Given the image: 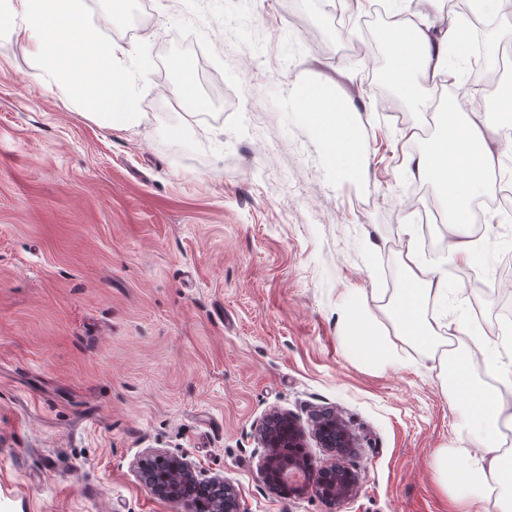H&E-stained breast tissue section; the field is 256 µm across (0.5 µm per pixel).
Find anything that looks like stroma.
I'll list each match as a JSON object with an SVG mask.
<instances>
[{
	"mask_svg": "<svg viewBox=\"0 0 512 512\" xmlns=\"http://www.w3.org/2000/svg\"><path fill=\"white\" fill-rule=\"evenodd\" d=\"M387 0L337 18L335 0H86L79 33L149 60L140 120L113 127L35 76L0 17V512H194L156 495L162 456L231 485L243 512H450L435 454L469 464L466 405L398 320L407 278L447 273L448 320L487 340L512 269L425 257L452 237L442 184L410 156L441 145L451 92L434 81L378 111L387 59L356 57ZM127 13L119 26L113 12ZM189 61L177 72L174 58ZM482 81L489 146L512 114V72ZM305 74L316 112L351 111L359 176L281 110ZM164 145H157L159 132ZM359 310L390 348L369 362L345 329ZM293 418L317 466L358 477L335 505L262 482L259 430ZM332 413L352 445L314 436Z\"/></svg>",
	"mask_w": 512,
	"mask_h": 512,
	"instance_id": "obj_1",
	"label": "stroma"
}]
</instances>
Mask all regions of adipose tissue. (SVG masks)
<instances>
[{
    "label": "adipose tissue",
    "instance_id": "ef3b65f1",
    "mask_svg": "<svg viewBox=\"0 0 512 512\" xmlns=\"http://www.w3.org/2000/svg\"><path fill=\"white\" fill-rule=\"evenodd\" d=\"M398 13L412 16L409 37L397 53L401 68L413 71L417 80H439L452 91L449 110H464L471 98L479 75L461 76L448 66L449 50L467 56L470 45L465 27L457 20L441 21L440 17L414 15L413 0H397ZM85 0H0V14L21 18V34L34 41L32 68L35 74L53 78L69 100L78 102L100 119L131 127L138 119L136 85L149 71V62L127 44L108 38L88 40L64 31L63 22L80 21ZM335 131H322L328 139L330 163L337 176L352 178L356 173L355 148L347 125L346 113L335 115ZM488 126L481 113L467 112L461 140L455 142L451 164L443 166L442 179L450 194L448 205L454 213V222L466 225L463 206L473 187L485 186V173L493 160L486 152ZM500 215H489L481 239L463 233L449 241L448 251L464 264H487L492 255L488 241L497 236ZM455 292L447 276H436L426 281L409 280L399 307L402 322L417 330L424 347H433L442 325L438 319L426 318L423 304L427 298L448 303ZM465 350L480 351L497 384L490 387L472 380L469 361L461 359L455 368L454 379L468 403V416L477 434L473 439L475 452L470 465L456 464L454 457L437 455L432 466L449 488L502 481L505 458L500 448L501 425L512 423V405L501 401L499 387L512 388V346L507 351L485 346L477 331H464Z\"/></svg>",
    "mask_w": 512,
    "mask_h": 512
}]
</instances>
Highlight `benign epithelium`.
<instances>
[{"instance_id": "1", "label": "benign epithelium", "mask_w": 512, "mask_h": 512, "mask_svg": "<svg viewBox=\"0 0 512 512\" xmlns=\"http://www.w3.org/2000/svg\"><path fill=\"white\" fill-rule=\"evenodd\" d=\"M316 437L324 448H344L349 446L347 433L334 416L325 417L316 426ZM261 438L265 454L259 466V477L266 484L274 478L282 477L291 467L305 471V482L296 487L295 494L315 495L327 502L341 501L354 490V474L344 468L333 466L316 467L310 457L294 460L285 457L283 449L303 447V436L292 418L287 415L274 416L263 425ZM144 481L157 495L181 500L183 494L207 498L214 505L213 512H240V503L231 489L224 488V481L218 478L200 479L188 464L179 462L173 474L154 477L150 469H144Z\"/></svg>"}]
</instances>
